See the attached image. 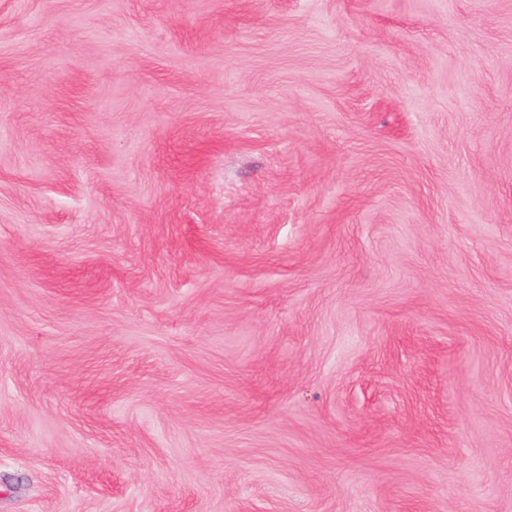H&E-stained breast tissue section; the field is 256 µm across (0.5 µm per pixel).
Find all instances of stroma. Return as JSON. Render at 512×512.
I'll return each instance as SVG.
<instances>
[{
    "label": "stroma",
    "instance_id": "stroma-1",
    "mask_svg": "<svg viewBox=\"0 0 512 512\" xmlns=\"http://www.w3.org/2000/svg\"><path fill=\"white\" fill-rule=\"evenodd\" d=\"M0 512H512V0H0Z\"/></svg>",
    "mask_w": 512,
    "mask_h": 512
}]
</instances>
